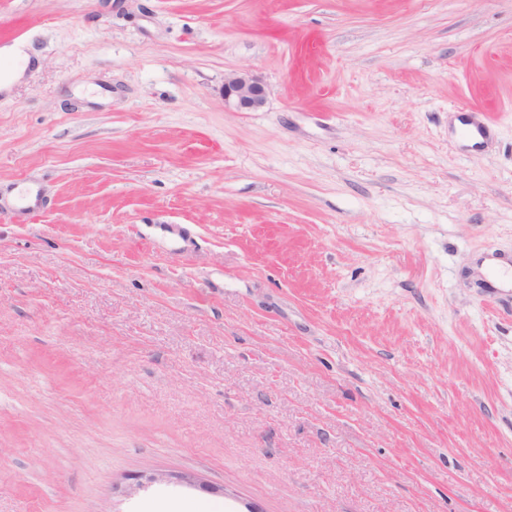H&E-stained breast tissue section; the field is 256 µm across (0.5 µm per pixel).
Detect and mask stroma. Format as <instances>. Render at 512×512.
Returning <instances> with one entry per match:
<instances>
[{
	"instance_id": "1",
	"label": "stroma",
	"mask_w": 512,
	"mask_h": 512,
	"mask_svg": "<svg viewBox=\"0 0 512 512\" xmlns=\"http://www.w3.org/2000/svg\"><path fill=\"white\" fill-rule=\"evenodd\" d=\"M14 45L0 512H512V0H0ZM268 85L250 70H237L224 76V107L234 112H254L269 98ZM127 480H132L127 487L129 489L135 488H143L146 484L155 483V482H176L179 484H183L189 487H193L196 489H202L211 493L219 492L218 488L212 487L209 484H206L204 480L196 473L192 472H182L179 474H164V473H155V474H138L132 475L127 478ZM175 480V481H173Z\"/></svg>"
}]
</instances>
